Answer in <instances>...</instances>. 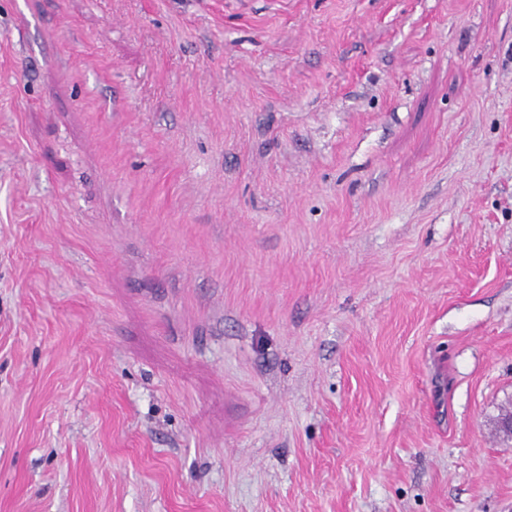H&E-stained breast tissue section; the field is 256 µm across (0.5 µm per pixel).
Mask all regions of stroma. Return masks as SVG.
Instances as JSON below:
<instances>
[{
  "instance_id": "obj_1",
  "label": "stroma",
  "mask_w": 512,
  "mask_h": 512,
  "mask_svg": "<svg viewBox=\"0 0 512 512\" xmlns=\"http://www.w3.org/2000/svg\"><path fill=\"white\" fill-rule=\"evenodd\" d=\"M512 0H0V512H512Z\"/></svg>"
}]
</instances>
